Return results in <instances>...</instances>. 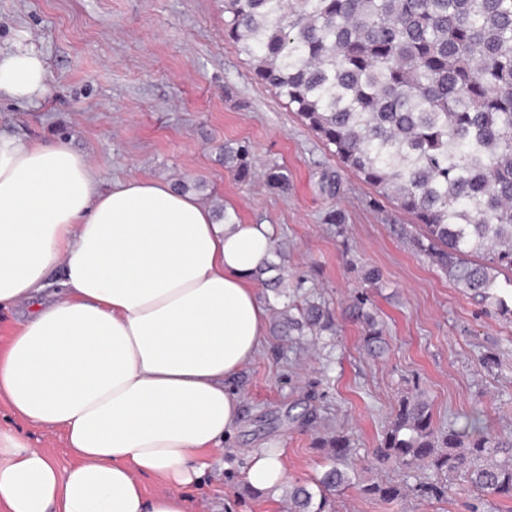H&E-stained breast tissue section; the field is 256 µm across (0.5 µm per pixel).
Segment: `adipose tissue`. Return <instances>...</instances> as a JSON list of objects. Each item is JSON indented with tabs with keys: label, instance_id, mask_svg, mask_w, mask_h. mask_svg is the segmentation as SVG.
Instances as JSON below:
<instances>
[{
	"label": "adipose tissue",
	"instance_id": "adipose-tissue-1",
	"mask_svg": "<svg viewBox=\"0 0 512 512\" xmlns=\"http://www.w3.org/2000/svg\"><path fill=\"white\" fill-rule=\"evenodd\" d=\"M46 79L32 47L0 53V95L40 99ZM271 250L270 225L218 223L157 180L102 189L65 143L0 133V309L28 310L0 348V401L75 458L0 428V512H188L239 420L226 382L265 342ZM245 480L279 489L283 449L253 450Z\"/></svg>",
	"mask_w": 512,
	"mask_h": 512
}]
</instances>
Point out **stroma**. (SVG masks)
Masks as SVG:
<instances>
[{
	"instance_id": "35a3bbf8",
	"label": "stroma",
	"mask_w": 512,
	"mask_h": 512,
	"mask_svg": "<svg viewBox=\"0 0 512 512\" xmlns=\"http://www.w3.org/2000/svg\"><path fill=\"white\" fill-rule=\"evenodd\" d=\"M39 52L46 92L36 102L0 98V132L61 141L83 154L102 187L131 178L203 182L197 199L222 207L232 222L267 224L277 252L269 278L256 281L269 312L262 350L232 380L241 420L190 494V512H283L284 490L245 487L248 452L285 451L291 484L310 485L326 466L315 438L323 426L351 437L354 485L336 512H512V501L421 494L428 469L378 463L373 450L397 399L419 385L439 428L483 415L512 437V322L478 304L417 251L410 219L346 171L274 92L259 84L224 35V0H0V50L17 42ZM248 141L256 173L240 182L224 166L225 143ZM286 167L288 193L265 184L266 165ZM336 192H321L323 174ZM341 211L342 225L325 223ZM380 286L363 278L371 268ZM369 296L385 330L384 350L360 347L348 314L353 296ZM318 302L334 333H284L276 314L289 303ZM0 425L21 429L58 465L74 459L62 431L39 428L0 404ZM408 485L387 503L361 485Z\"/></svg>"
}]
</instances>
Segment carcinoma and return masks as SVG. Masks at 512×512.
<instances>
[{
  "instance_id": "cac0c4a2",
  "label": "carcinoma",
  "mask_w": 512,
  "mask_h": 512,
  "mask_svg": "<svg viewBox=\"0 0 512 512\" xmlns=\"http://www.w3.org/2000/svg\"><path fill=\"white\" fill-rule=\"evenodd\" d=\"M224 33L248 58L255 78L285 99L344 168L412 216L414 246L448 279L512 321L498 275L512 287V0H224ZM224 164L241 181L255 169L252 146L224 145ZM286 193L288 170L264 171ZM361 345L381 347L383 326L351 304ZM282 324L320 336L329 312L308 304ZM329 468L314 487L290 485L287 512H334L352 485L342 430L316 438ZM380 463L424 466L436 482L421 492L459 490L512 500V440L476 414L436 428L418 386L400 395L375 448ZM383 501L404 486L373 482Z\"/></svg>"
}]
</instances>
